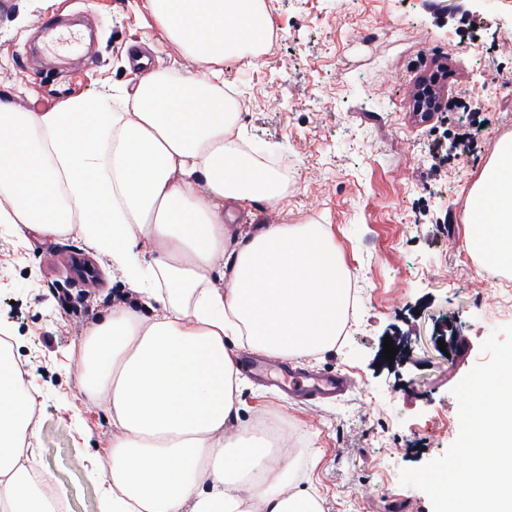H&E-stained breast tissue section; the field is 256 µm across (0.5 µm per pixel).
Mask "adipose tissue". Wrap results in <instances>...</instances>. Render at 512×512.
I'll use <instances>...</instances> for the list:
<instances>
[{"label": "adipose tissue", "mask_w": 512, "mask_h": 512, "mask_svg": "<svg viewBox=\"0 0 512 512\" xmlns=\"http://www.w3.org/2000/svg\"><path fill=\"white\" fill-rule=\"evenodd\" d=\"M197 78L142 74L118 105L76 97L36 112L0 97V224L74 231L138 297L112 307L74 350L79 387L111 422L98 472L113 512H321L292 490L264 439L228 434L241 407L233 349L283 358L336 343L350 273L326 225L268 224L229 238L224 205L281 206L285 182L227 131L222 65L273 33L265 0H146ZM490 212L468 250L512 269V137L469 193ZM156 244L151 259L137 246ZM40 394L0 344V512H52L50 472L28 478Z\"/></svg>", "instance_id": "adipose-tissue-1"}]
</instances>
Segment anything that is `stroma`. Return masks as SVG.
<instances>
[{"label":"stroma","instance_id":"obj_1","mask_svg":"<svg viewBox=\"0 0 512 512\" xmlns=\"http://www.w3.org/2000/svg\"><path fill=\"white\" fill-rule=\"evenodd\" d=\"M280 36L251 62L224 64V85L246 106L238 125L254 150L288 163L280 209L243 199L228 227L329 225L360 288L352 324L335 346L297 356L305 367L355 383L336 398L304 404L244 377L233 428L276 420L289 440L278 454L316 493L323 512H432L399 473L439 457L457 437L453 388L486 360L480 346L512 324V272L499 280L464 248L467 196L498 140L512 135V0L468 16V0H267ZM145 0H0V95L25 111L73 97L132 89L134 50L153 67L201 76L155 25ZM80 13L97 38L73 64L59 47L31 52L42 23ZM379 38L365 44L356 28ZM445 69L449 108L415 109L420 78ZM490 119L477 151L433 160L432 140L451 145L476 113ZM89 260L79 280L71 257ZM124 285L74 232L44 237L0 224V337L41 394L38 468L51 471L69 512H108L95 464L112 428L104 406L83 400L71 352ZM398 353L383 359L385 338Z\"/></svg>","mask_w":512,"mask_h":512}]
</instances>
